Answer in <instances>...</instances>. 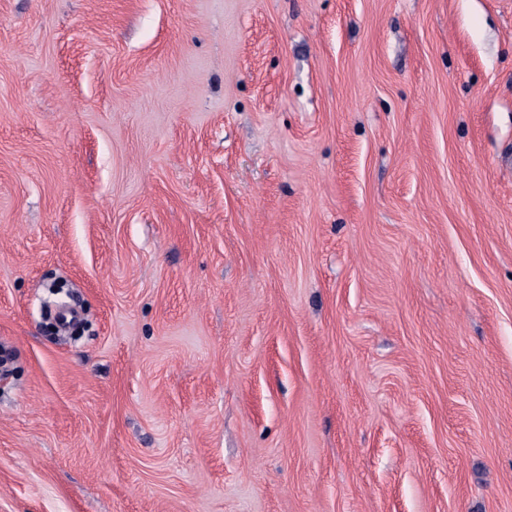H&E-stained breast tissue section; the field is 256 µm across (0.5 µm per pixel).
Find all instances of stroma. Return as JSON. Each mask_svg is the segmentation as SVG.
<instances>
[{"label": "stroma", "mask_w": 512, "mask_h": 512, "mask_svg": "<svg viewBox=\"0 0 512 512\" xmlns=\"http://www.w3.org/2000/svg\"><path fill=\"white\" fill-rule=\"evenodd\" d=\"M2 361L0 512H512V0H0Z\"/></svg>", "instance_id": "obj_1"}]
</instances>
